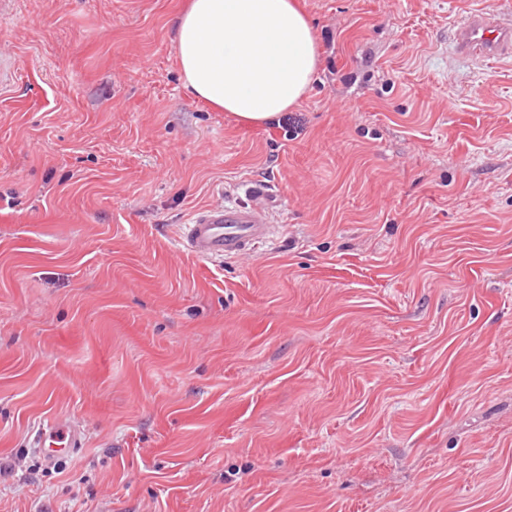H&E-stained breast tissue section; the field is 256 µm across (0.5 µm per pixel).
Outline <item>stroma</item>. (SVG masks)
<instances>
[{
  "label": "stroma",
  "instance_id": "1",
  "mask_svg": "<svg viewBox=\"0 0 512 512\" xmlns=\"http://www.w3.org/2000/svg\"><path fill=\"white\" fill-rule=\"evenodd\" d=\"M6 2L0 512H512V58L452 39L512 0H304L265 128L184 92L186 0ZM258 179L272 242L183 251ZM39 453L49 462L69 455L80 445L78 431L62 425H48L37 436Z\"/></svg>",
  "mask_w": 512,
  "mask_h": 512
}]
</instances>
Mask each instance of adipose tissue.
<instances>
[{"mask_svg": "<svg viewBox=\"0 0 512 512\" xmlns=\"http://www.w3.org/2000/svg\"><path fill=\"white\" fill-rule=\"evenodd\" d=\"M174 27L184 91L245 125L272 124L314 79L317 40L300 0H189Z\"/></svg>", "mask_w": 512, "mask_h": 512, "instance_id": "obj_1", "label": "adipose tissue"}]
</instances>
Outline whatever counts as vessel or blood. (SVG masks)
Returning a JSON list of instances; mask_svg holds the SVG:
<instances>
[{"mask_svg":"<svg viewBox=\"0 0 512 512\" xmlns=\"http://www.w3.org/2000/svg\"><path fill=\"white\" fill-rule=\"evenodd\" d=\"M457 48L487 59L512 55V11L497 15L469 14L454 32ZM278 199L262 187L248 201L224 203L200 210L184 225L181 245L200 258L220 259L248 254L270 240L274 226L270 211ZM39 453L47 461L71 454L79 445L76 429L51 425L37 436Z\"/></svg>","mask_w":512,"mask_h":512,"instance_id":"1","label":"vessel or blood"}]
</instances>
